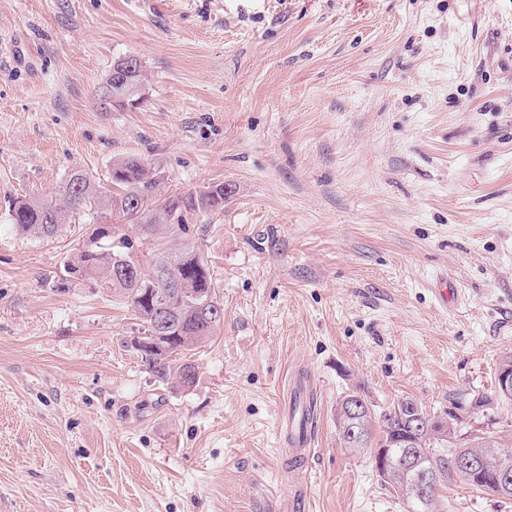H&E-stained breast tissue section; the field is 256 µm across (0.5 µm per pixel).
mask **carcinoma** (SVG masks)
Listing matches in <instances>:
<instances>
[{"label": "carcinoma", "mask_w": 512, "mask_h": 512, "mask_svg": "<svg viewBox=\"0 0 512 512\" xmlns=\"http://www.w3.org/2000/svg\"><path fill=\"white\" fill-rule=\"evenodd\" d=\"M112 183L122 189L120 193L108 194L99 189L83 172L70 173L65 182L64 198L60 203L16 199L9 207V221L16 230L44 239H52L72 223L79 214L92 220L85 231L73 258L63 266V277L70 280H97L106 292L125 301L139 319V333L147 336V342L135 347L141 363L158 381L191 385L196 377L195 365L187 353L213 335L215 327L224 321L199 314L200 307L224 306L223 295L213 278L207 260L201 250L190 245L180 248L167 247L157 238L159 234L175 237L187 232L186 217L190 214L208 213L224 208V185L207 190L175 195L160 201L154 197L156 180L150 177L147 164L138 157H129L113 167ZM110 210L125 217L138 226L140 236L119 235L110 224L95 221L99 211ZM153 242L150 273H145L138 254L148 242ZM168 258L177 265L179 276L186 289L185 298L171 296L170 284L165 280L148 282L151 301L145 303L136 298L135 290L144 278L153 276L158 262ZM119 258L126 259L137 267L136 278L112 277V266ZM170 309L172 329L164 347L153 349L155 335L152 315L157 307ZM367 408L364 414V429L371 441L403 435L409 417L426 410L418 403L407 408L399 401L380 415ZM448 440L431 432H423L413 448L394 446V459L408 457L421 461L425 475L431 479L433 503H438L440 488L455 479L467 486L493 494H499V482L495 465L490 463L482 471H471L462 465L463 459L493 445L495 448H511L512 434H482L473 437L469 446L443 452Z\"/></svg>", "instance_id": "obj_1"}]
</instances>
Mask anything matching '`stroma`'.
<instances>
[{
    "label": "stroma",
    "mask_w": 512,
    "mask_h": 512,
    "mask_svg": "<svg viewBox=\"0 0 512 512\" xmlns=\"http://www.w3.org/2000/svg\"><path fill=\"white\" fill-rule=\"evenodd\" d=\"M127 56L145 99L103 107ZM130 156L161 198L224 187L187 219L224 296L188 386L146 372L120 298L61 284L84 225L8 220ZM509 354L512 0H0V512H278L295 474L310 512H406L337 402L456 410L459 445L512 432V404H470ZM294 383L318 415L298 463Z\"/></svg>",
    "instance_id": "obj_1"
}]
</instances>
